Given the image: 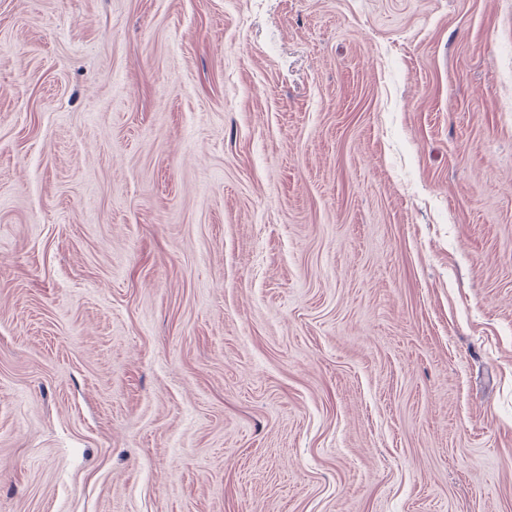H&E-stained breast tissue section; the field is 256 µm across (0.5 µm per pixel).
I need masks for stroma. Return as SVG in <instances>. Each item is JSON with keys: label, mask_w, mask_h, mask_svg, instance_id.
Returning a JSON list of instances; mask_svg holds the SVG:
<instances>
[{"label": "stroma", "mask_w": 512, "mask_h": 512, "mask_svg": "<svg viewBox=\"0 0 512 512\" xmlns=\"http://www.w3.org/2000/svg\"><path fill=\"white\" fill-rule=\"evenodd\" d=\"M0 512H512V0H0Z\"/></svg>", "instance_id": "35a3bbf8"}]
</instances>
